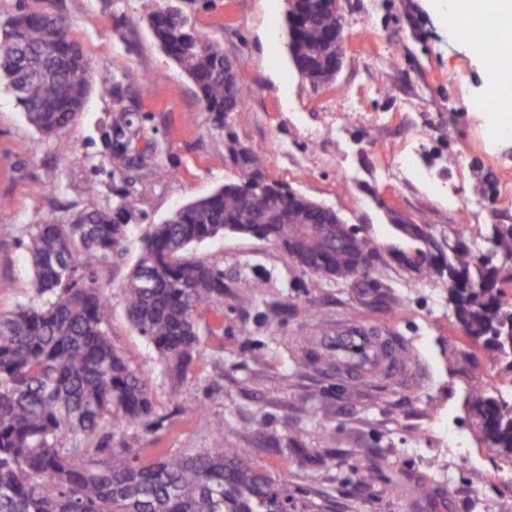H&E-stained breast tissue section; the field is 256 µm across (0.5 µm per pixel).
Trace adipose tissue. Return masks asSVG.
<instances>
[{"mask_svg": "<svg viewBox=\"0 0 512 512\" xmlns=\"http://www.w3.org/2000/svg\"><path fill=\"white\" fill-rule=\"evenodd\" d=\"M432 8L449 34L478 13L496 26L501 39L512 41V0H432Z\"/></svg>", "mask_w": 512, "mask_h": 512, "instance_id": "adipose-tissue-1", "label": "adipose tissue"}]
</instances>
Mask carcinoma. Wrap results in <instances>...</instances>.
I'll return each mask as SVG.
<instances>
[{
  "label": "carcinoma",
  "instance_id": "1",
  "mask_svg": "<svg viewBox=\"0 0 512 512\" xmlns=\"http://www.w3.org/2000/svg\"><path fill=\"white\" fill-rule=\"evenodd\" d=\"M161 49L193 81L213 128L224 129L245 105L238 66L185 9L145 0ZM289 49L300 77L315 88L336 78L335 0H288ZM512 60V44L495 31L474 34ZM89 62L58 22L24 9L0 30V78L27 122L50 137L83 112ZM142 127L127 112L110 122L108 158L122 171ZM238 177L177 208L141 238L122 303L135 330L159 354L160 373L178 385L194 376L199 323L224 316V265L189 253L224 233L250 235L285 253L306 274L353 280L391 255L420 279L441 282L462 333L460 357L473 371H498L495 390L470 384L468 423L489 447L512 460V224H493L483 242L466 230L449 236L426 220L393 213L409 250L385 247L356 224H342L266 176L261 152L228 135ZM20 245L32 270V299L0 312V512H319L253 466L254 449L223 442L224 418L201 408L213 439L200 450L159 448L144 457L139 427L153 422L152 372L133 367L112 343L109 283L100 275L121 256L126 224L85 208L66 223L26 224ZM288 314L270 305L277 327Z\"/></svg>",
  "mask_w": 512,
  "mask_h": 512
}]
</instances>
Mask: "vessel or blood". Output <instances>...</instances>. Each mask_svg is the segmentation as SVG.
<instances>
[{"label": "vessel or blood", "instance_id": "b4317fda", "mask_svg": "<svg viewBox=\"0 0 512 512\" xmlns=\"http://www.w3.org/2000/svg\"><path fill=\"white\" fill-rule=\"evenodd\" d=\"M308 342L318 352L335 358L337 372L356 382L378 375L395 380L408 368L398 337L354 320L337 324L332 334L309 337Z\"/></svg>", "mask_w": 512, "mask_h": 512}]
</instances>
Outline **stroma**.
<instances>
[{
	"mask_svg": "<svg viewBox=\"0 0 512 512\" xmlns=\"http://www.w3.org/2000/svg\"><path fill=\"white\" fill-rule=\"evenodd\" d=\"M143 3L0 0V29L20 9L45 12L81 43L91 66L84 111L51 139L27 123L0 80V279L11 283L0 290V311L30 298L23 225L65 222L87 207L112 210L132 233L106 274L109 333L132 366L155 374L163 425L144 430L148 447H210L194 416L200 406L231 420L227 445L254 449L258 468L318 492L328 512H407L413 488L423 492L421 512H512V483L497 478L507 458L463 421L471 379L457 362L460 331L443 284L409 289L413 273L387 259L372 276L390 285L391 314L364 305L348 284L302 273L263 240L227 234L195 244V257L224 264V324L202 319L200 377L176 387L157 375L155 349L121 304L148 226L235 178L232 136L264 153L269 178L385 243L393 240L391 209L442 229L466 227L472 242L491 225L512 224V141H494L485 114L470 109L484 84L469 43L449 37L429 0H340L342 67L332 86L317 89L290 62L286 0H190L197 27L242 62L246 106L216 130L190 78L154 39ZM119 111L143 128L133 154L149 158L122 173L105 159L109 117ZM407 156L431 182L396 171ZM154 164L175 177L155 178ZM90 182L98 187L92 197ZM121 190L140 197L139 210L119 211ZM257 282L266 300L295 307L277 329L249 302ZM304 307L331 326L349 319L398 336L410 355L406 378L354 383L319 363L293 372L308 333ZM453 436L466 457L450 453ZM436 458L444 466L434 467ZM370 463L375 480L365 486L357 471Z\"/></svg>",
	"mask_w": 512,
	"mask_h": 512,
	"instance_id": "35a3bbf8",
	"label": "stroma"
}]
</instances>
